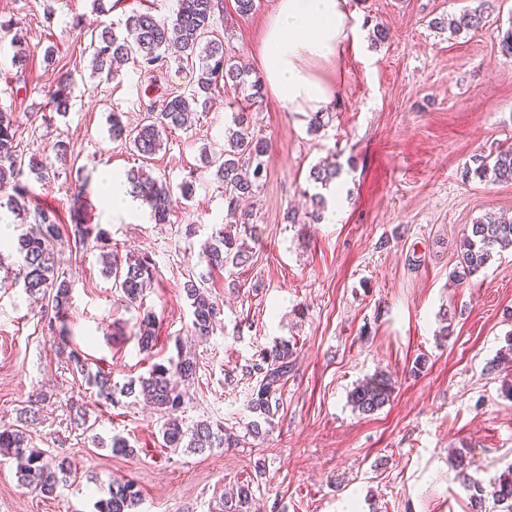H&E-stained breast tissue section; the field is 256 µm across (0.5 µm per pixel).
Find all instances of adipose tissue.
<instances>
[{"mask_svg": "<svg viewBox=\"0 0 512 512\" xmlns=\"http://www.w3.org/2000/svg\"><path fill=\"white\" fill-rule=\"evenodd\" d=\"M348 0H277L260 46V65L275 96L292 112L328 107L334 86L320 72L337 68L354 26Z\"/></svg>", "mask_w": 512, "mask_h": 512, "instance_id": "1", "label": "adipose tissue"}]
</instances>
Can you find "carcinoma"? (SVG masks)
Segmentation results:
<instances>
[{
    "mask_svg": "<svg viewBox=\"0 0 512 512\" xmlns=\"http://www.w3.org/2000/svg\"><path fill=\"white\" fill-rule=\"evenodd\" d=\"M223 0H178L175 17L170 21L157 19L151 12H137L128 16L125 32L121 35L104 28L90 42L92 71L106 73V78L117 76L116 64L134 58L144 74L174 61L180 65L196 59L200 67L191 73L189 94L169 96L146 106L147 118L134 128L125 126L117 114H112L110 132L113 140L126 141L144 157L158 152L163 136L168 132L188 128L191 114L199 104H207L220 81L245 86L248 69L234 56L224 53V45L209 38L215 15ZM484 24L482 9L476 8L449 23L457 33L462 29L477 30ZM68 79L58 83L49 103L57 112L69 107ZM17 120L13 112L0 109V191H11L9 209L19 224H35L37 230L18 237L17 281L31 297L51 302L52 316L46 327L57 341V352L66 355V364L72 371L86 374L87 384L95 389L103 405L119 403L117 395L141 397L164 419L161 434L162 447L183 448L192 453H203L214 448H237L240 436L228 432L220 423L199 420L187 424L178 415L187 394L184 385L196 378L198 362L195 357L176 346L177 354L165 364H155L148 375L130 380L122 386L112 383V374L102 370H86L84 355L70 348L68 317L73 281L61 271L55 260V248L61 240V223L55 211L32 203V190L22 181L25 157L20 150ZM267 143L254 134L250 118L244 109L232 113V126L225 130L224 149L205 155L207 167L224 187L225 220L228 224H247L249 214L239 210V201L255 196L261 181L266 178ZM476 167L466 170V176L489 178L498 183L512 184V147L499 149L496 154L475 160ZM340 165L315 166L310 177L313 183L324 187L341 175ZM127 193L146 205L157 224H169L176 215L179 200L192 198L193 183L183 182L174 192L172 186L142 170L127 176ZM87 206L85 186L73 194L70 220L76 228L81 244H94L102 249L105 274L112 279V287L125 305L139 308L137 346L149 352L155 345L156 317L153 311L142 308L144 292L154 278L156 263L146 253L121 257L107 250L109 233L98 225L85 224L82 212ZM512 248V220L487 217L471 225L463 233L457 253V263L449 276L462 284L478 274L492 259L493 254ZM202 254L206 270L184 284V292L192 310V333L200 338L211 335L222 313L216 299L205 287L208 273L213 270L238 268L252 259L249 251L237 242L235 235L220 228L212 232L204 243ZM293 346L281 341L263 352L260 359L249 366L247 373L256 379L248 409L254 415L246 426V435L253 438L262 434L261 423H268L278 410L279 395L293 369ZM395 382L385 374H376L360 381L351 390L349 402L362 415H372L392 398ZM47 400L42 394L25 402L19 412V424L0 428V456L16 463L19 484L44 496L56 493L68 481L75 467L69 457L37 447L27 426L39 418L41 404ZM69 420L78 429L87 427L84 404L70 398L65 403ZM469 467L458 461V479L471 491L472 512H486V498H492L499 512H512V465L485 488L468 473ZM253 500L252 485L242 484L235 494L224 500V512H250ZM139 491L130 481L114 479L108 496L97 502V512H135Z\"/></svg>",
    "mask_w": 512,
    "mask_h": 512,
    "instance_id": "cac0c4a2",
    "label": "carcinoma"
}]
</instances>
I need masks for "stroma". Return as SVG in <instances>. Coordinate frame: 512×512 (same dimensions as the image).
Segmentation results:
<instances>
[{
    "mask_svg": "<svg viewBox=\"0 0 512 512\" xmlns=\"http://www.w3.org/2000/svg\"><path fill=\"white\" fill-rule=\"evenodd\" d=\"M276 2L256 0L242 16L224 0L214 20L215 38L241 54L253 80L263 76L259 49ZM104 3L102 14L94 0H0V22L25 30L29 53L17 72L11 36L0 35V108L14 112L25 158L56 173L50 183L32 182L36 201L66 222L75 186L88 184L85 223L107 228L119 254L145 252L157 264L144 300L157 318L156 341L145 355L134 339L137 313L120 303L99 250L64 238L56 256L74 281L73 346L89 371L110 370L120 384L184 349L199 362L186 420L237 434L254 384L246 366L280 339L293 344L295 365L260 437L202 454L165 448L162 421L142 400L101 405L68 369L43 328L45 301L15 283L17 255L0 249V425L15 424L29 396L48 394L33 440L78 466L76 482L47 497L20 486L13 461L0 460V512H96L109 481L121 477L141 493L138 512H214L246 482L257 512H470L453 451L484 484L512 465V399L503 391L512 382L504 356L512 343V250L469 282L451 284L449 273L469 225L512 216V184L464 175L476 157L512 145V56L500 47L512 30V0H348L357 33L328 75L336 94L319 130L262 87L249 113L269 145L268 174L239 233L252 259L208 282L224 315L206 340L191 333L183 285L202 270L201 246L225 222L224 189L204 156L223 148L227 103L244 93L218 89L192 128L172 131L153 159L139 157L112 139L110 116L137 124L149 102L189 91L191 68L173 64L149 77L128 63L102 83L92 74L90 38L105 26L123 33L136 12L170 18L177 2ZM479 4L481 30L454 34L433 24ZM378 25L388 30L381 42L373 39ZM64 75L73 99L60 116L49 94ZM323 161L340 164L342 174L324 192L322 222L289 223L288 211H310L309 171ZM132 168L174 186L194 178L193 197L168 224L154 223L136 199L107 208L101 173L122 181ZM379 372L393 376L394 394L375 414L360 415L348 393ZM72 396L85 402L93 430L71 427ZM115 435L134 455L106 449Z\"/></svg>",
    "mask_w": 512,
    "mask_h": 512,
    "instance_id": "obj_1",
    "label": "stroma"
}]
</instances>
